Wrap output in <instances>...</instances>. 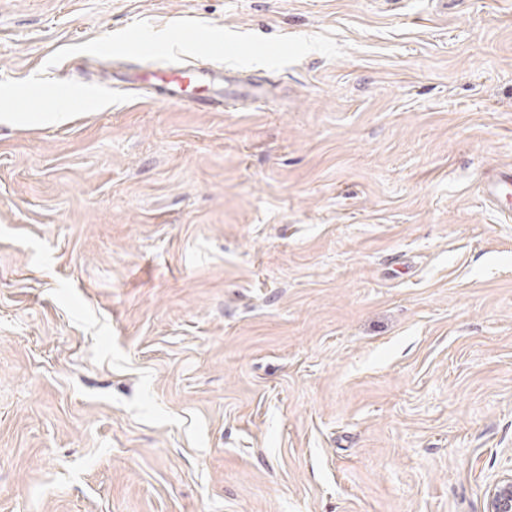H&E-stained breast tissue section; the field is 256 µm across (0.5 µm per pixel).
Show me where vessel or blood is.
Instances as JSON below:
<instances>
[{"label": "vessel or blood", "instance_id": "obj_1", "mask_svg": "<svg viewBox=\"0 0 512 512\" xmlns=\"http://www.w3.org/2000/svg\"><path fill=\"white\" fill-rule=\"evenodd\" d=\"M215 67L206 63H141L138 75L129 80L130 89L139 90L151 84L152 80L163 82L167 88V97L178 100L195 90L196 104L206 109L223 110L240 99L259 103L268 95L266 79L258 74H250L248 79H241L239 72L228 69L224 72V87L221 91H211ZM484 192L489 202H496L505 194H512V167L503 166L487 175Z\"/></svg>", "mask_w": 512, "mask_h": 512}]
</instances>
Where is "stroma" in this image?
<instances>
[{
  "mask_svg": "<svg viewBox=\"0 0 512 512\" xmlns=\"http://www.w3.org/2000/svg\"><path fill=\"white\" fill-rule=\"evenodd\" d=\"M184 18L345 53L268 71L259 109L0 122V512H487L512 0H0V78ZM484 192L491 203L502 199L506 193L512 194V167L502 166L487 175Z\"/></svg>",
  "mask_w": 512,
  "mask_h": 512,
  "instance_id": "1",
  "label": "stroma"
}]
</instances>
